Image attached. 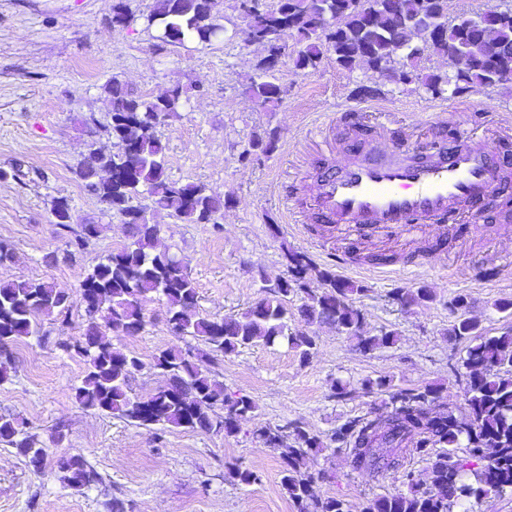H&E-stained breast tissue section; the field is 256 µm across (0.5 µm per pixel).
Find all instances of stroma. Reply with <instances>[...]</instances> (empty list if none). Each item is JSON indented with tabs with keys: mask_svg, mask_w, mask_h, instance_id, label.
I'll return each instance as SVG.
<instances>
[{
	"mask_svg": "<svg viewBox=\"0 0 512 512\" xmlns=\"http://www.w3.org/2000/svg\"><path fill=\"white\" fill-rule=\"evenodd\" d=\"M119 0H0V247L14 254L0 278L47 281L70 294L67 316L42 318V340L14 343L7 381L0 382V413L12 414L35 434L48 457L33 471L15 449L0 445V512H295L281 487L279 451L264 448L256 429L289 422L317 434L322 451L313 468L328 480L315 484L321 498L336 497L350 512H363L378 495L402 490L392 474L353 469L343 444L332 435L346 422L390 409L385 392H366L365 380L384 378L394 388L435 387L436 411L465 417L464 383L457 373L465 341L450 336V311L466 299V317L487 336L512 326L495 302L512 300V219L451 226L445 245L438 233L415 242L394 229L358 235L337 230L327 237L314 224H288L285 203L295 200L293 182L314 186L324 171L340 168L367 151L373 128L382 124L406 149L434 142H458V128L493 137L512 116V83L471 85L453 97H434L418 82L395 85L360 67L346 70L325 56L317 70H298L295 35L283 31V55L271 76L283 88L275 106L257 107L244 89L263 57L233 32L243 22L234 0H214L226 33L212 45L174 46L146 30L143 17L153 0H121L131 22L113 27ZM119 80L129 90L156 95L181 86L183 112L159 129L166 146L170 180L204 184L232 205L215 223L192 224L167 213L156 216L158 246L180 259L198 291L201 314L224 317L244 312L288 274L286 254H307L319 268L361 286L353 301L365 316V330L378 336L395 331L393 345L360 353L353 340L327 325L297 322L316 338L312 358L300 362L287 345L261 343L240 352L199 360L200 367L229 394L250 396L257 409L239 420L238 432L165 430L136 426L80 407L74 389L85 374L82 357L61 345L82 336L87 325L80 284L112 250L131 240L120 214H103L83 189L76 170L88 139L111 151L106 127L110 103L105 87ZM377 88L369 98L360 87ZM95 117V135L82 121ZM276 133L269 154H249L256 136ZM68 198L77 224H95L96 236L68 252L69 232L52 215L56 198ZM394 254L389 273L376 272L364 256ZM349 262L337 267V255ZM433 289L434 298L405 307L396 289ZM147 324L135 337H113L114 347L134 352L143 368L131 381L148 396L164 383L154 367L161 350L178 345L166 307L143 302ZM341 380L344 394L331 389ZM79 456L97 471L82 490L58 478L59 458ZM257 472L244 486L224 479L228 464Z\"/></svg>",
	"mask_w": 512,
	"mask_h": 512,
	"instance_id": "stroma-1",
	"label": "stroma"
}]
</instances>
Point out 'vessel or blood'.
Masks as SVG:
<instances>
[{
  "instance_id": "b4317fda",
  "label": "vessel or blood",
  "mask_w": 512,
  "mask_h": 512,
  "mask_svg": "<svg viewBox=\"0 0 512 512\" xmlns=\"http://www.w3.org/2000/svg\"><path fill=\"white\" fill-rule=\"evenodd\" d=\"M458 136L460 150L425 162L396 161L397 145L378 141L320 179L313 197L319 221L359 231L476 222L501 185L503 160L468 130Z\"/></svg>"
}]
</instances>
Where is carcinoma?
<instances>
[{
    "instance_id": "cac0c4a2",
    "label": "carcinoma",
    "mask_w": 512,
    "mask_h": 512,
    "mask_svg": "<svg viewBox=\"0 0 512 512\" xmlns=\"http://www.w3.org/2000/svg\"><path fill=\"white\" fill-rule=\"evenodd\" d=\"M244 26L235 31L244 39L261 43L269 26H279L298 36L294 58L298 70L314 71L330 53L345 68L365 67L377 74L403 59L413 69L425 51L446 56L460 51L468 58L463 75L453 79L448 72L418 74L422 87L434 96L446 90L457 94L473 84L492 85L499 78H512V7L480 22L463 27L448 13V0H278L262 14L239 12ZM331 16L327 27L322 18ZM146 25L171 45L195 42L211 44L221 31L213 14V0H154ZM266 54L256 64L245 93L258 107L275 105L281 86L268 80L276 64ZM111 97L109 133L119 149L105 153L94 147L77 171L84 189L105 213L127 218L133 241L112 250L82 281L81 300L87 327L81 339L64 343L86 364L81 384L74 390L76 403L144 427H184L200 431L237 432V418L256 409L246 396H231L223 384L201 371L191 349L174 346L155 356L154 366H165L166 381L155 393L142 397L133 393L130 381L143 363L131 353L112 346L105 330L116 336H136L147 320L142 299L158 296L167 309V321L179 338L202 341L211 354L228 355L262 342L285 343L306 362L316 346L315 336L295 331L291 321L300 317L308 324H329L337 332L356 340V348L370 354L396 342V332L379 336L365 334V317L352 295L361 292L354 283L341 280L328 269L317 270L323 285L316 293L308 288L312 270L309 258L290 255L291 276L265 290V296L244 312L208 318L198 310V291L184 265L176 257L155 248L160 211L183 222L208 224L231 201L222 199L198 183L180 184L166 175V146L157 127L184 109L183 90L174 86L161 95H143L117 80L106 86ZM146 199L143 205L139 199ZM55 224L70 228L72 207L59 198L53 205ZM306 295L297 312L288 308V297ZM396 300L405 306L433 300V292L421 287L398 290ZM69 295L52 284L36 280L0 278V339L12 345L23 337L41 340L40 316L67 315ZM107 311L105 325L96 315ZM450 334L471 341L461 358L464 369V405L468 421L453 415L430 416L436 397L432 387L399 389L389 393L393 409L349 421L335 432L334 440L346 444L355 470L374 475L393 473L407 492L380 495L369 501L364 512H454L472 497L500 494L512 488V327L499 336L479 333V324L457 319ZM253 435L264 446L281 451V486L296 512H348L344 500L318 498L312 486L331 478L325 470L309 467L312 453L323 447L319 436L298 424L263 427ZM35 435L12 415L0 416V445L16 449L25 463L35 467L29 450ZM466 449V456L457 449ZM426 458L431 481L424 483L407 468L411 458ZM482 462L476 483L464 480L469 463ZM60 480L74 489L98 480L97 472L80 456L57 461ZM224 479L238 485L259 480L256 472L238 465L226 467Z\"/></svg>"
}]
</instances>
